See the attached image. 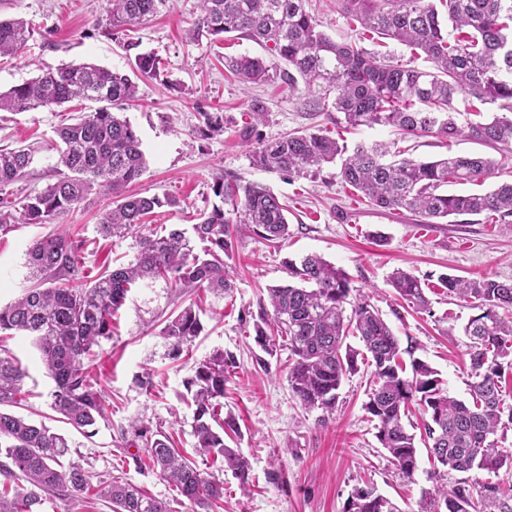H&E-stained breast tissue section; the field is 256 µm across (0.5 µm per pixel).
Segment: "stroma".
Masks as SVG:
<instances>
[{
  "mask_svg": "<svg viewBox=\"0 0 512 512\" xmlns=\"http://www.w3.org/2000/svg\"><path fill=\"white\" fill-rule=\"evenodd\" d=\"M107 0H0V18H22L34 32L16 56L0 58V91L37 75L39 68L91 62L126 74L135 70V55L153 53L160 62L159 78H138V99L124 111L137 131L148 166L133 185L141 195L169 196L176 208L156 209L154 225H189L219 199L212 191L216 177L235 176L269 186L288 206L289 234L279 244L241 229L234 254L227 258L230 292L200 289L194 298L177 295L158 279L131 289L118 311L113 334L102 340L91 366L95 390L103 396L104 417L93 436L54 420L50 407L53 382L31 339L6 338L4 345L27 371L26 396L16 414L51 422L71 446V461L82 465L92 482L119 476L162 500L176 493L158 472L136 467L122 444L130 421L138 419L172 434L176 446L198 466L192 435L193 409L185 400V380L194 363L221 348L232 356L225 409L235 415L240 436L234 446L249 461L252 485L242 491L231 471L216 470L224 483V501L216 512H343L348 495L370 482L400 512H415L423 492L435 484L426 448H419L417 470L403 479L364 409L368 400L369 367L346 379L330 419L301 406L288 386V352L263 353L254 341L253 322L268 304L269 286L287 281L284 259L317 253L343 268L351 284L369 295L400 340L412 341L416 357L434 367L450 395L469 397L470 340L463 327L471 307L440 288L438 277L465 279L491 276L512 281V223L492 224L481 216H462L447 224H424L412 213L388 214L373 209L342 184L337 166L319 176L287 179L256 168L250 146L242 138L250 122L252 100L264 104L267 116L259 131L271 141L304 128L335 135V115H310L301 91L280 78L281 63L270 62V77L244 88L226 69L224 59L258 55L248 40L215 39L197 44L187 37L199 15L198 0H167L143 24L111 36L105 31ZM69 104L34 112H0V146L23 142L37 146L26 177L13 185L14 196L44 189L55 182L57 153L52 145L58 126L71 123L80 111ZM204 112L224 115V130L201 140L196 130ZM417 159L447 153L480 154L495 160L499 170L486 187L512 179V153L461 138L446 145L433 138L401 141ZM112 198L100 191L74 210L59 215L83 243L85 271L98 275L105 264L130 263L137 252L134 237L106 238L98 231ZM50 225L17 224L0 235V306L10 303L25 286L26 251ZM407 271L428 284L432 312H414L399 300L390 284L394 270ZM202 310L204 330L189 352L173 358L161 330L168 317L189 302Z\"/></svg>",
  "mask_w": 512,
  "mask_h": 512,
  "instance_id": "obj_1",
  "label": "stroma"
}]
</instances>
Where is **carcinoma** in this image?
Listing matches in <instances>:
<instances>
[{
    "mask_svg": "<svg viewBox=\"0 0 512 512\" xmlns=\"http://www.w3.org/2000/svg\"><path fill=\"white\" fill-rule=\"evenodd\" d=\"M166 0H108L115 31L134 27L156 14ZM308 0H199L200 14L190 39L232 34L253 41L271 57L288 65L282 80L294 89L303 83L307 105L343 114L336 124L348 128L391 127L406 136L452 143L465 137L486 145H512V0H338V8L362 28L411 49L393 61L360 45V39L338 41L319 29L307 10ZM33 35L22 19H0V56L16 55ZM428 63L417 65L418 59ZM225 66L245 85L269 78L267 60L241 54ZM135 67L147 78L159 76L151 53L135 56ZM463 92L482 105H494L491 116L460 119L453 100ZM137 97V84L125 73L92 63L40 68V74L0 92V111L32 112L78 101L100 104L95 111L56 130L58 153L55 182L26 195L18 205L0 197V234L18 219L49 224L80 205L93 190L115 198L116 206L99 222L106 237L135 235L134 262L105 268L84 281L82 242L65 230L35 240L26 253L33 284L10 304L0 307V332L32 337L54 382L51 408L76 430L89 428L104 416L100 392L94 390L89 363L95 347L112 336V323L128 292L138 281L163 279L181 294L200 288L231 290L224 257L230 256L245 224L266 241L288 238V205L266 185L218 177L213 191L221 204L200 214L187 230L163 233L144 223L162 206L175 208L173 197L126 193L147 168L141 141L120 110ZM249 112L254 124L245 135L255 137L252 164L285 177L315 176L341 160L342 183L363 195L373 207L409 211L434 224L452 215H483L496 224L512 222V181L490 191L449 193L450 184H478L495 174V163L480 155H449L434 160L402 157L397 142L357 143L348 149L341 138L322 131H295L267 142L257 125L266 118L259 101ZM198 133L209 137L224 131V116L203 112ZM35 150L29 146L0 149V189L29 171ZM292 282L267 289L272 312L253 323L254 341L273 355L288 348V385L306 409L330 414L343 381L359 372V362L372 367L371 388L364 408L375 422L376 438L410 480L417 469V443L433 458L434 475L454 476L453 485L438 484L421 497L417 512H512V486L500 474L512 475V453L495 436L512 430V404L504 403L502 379L512 373V282L493 277H439L448 294L472 305L479 314L464 325L471 339L468 377L470 400L448 394L439 373L426 361L403 364L400 340L365 295L346 304L354 287L346 271L317 254L285 260ZM391 286L417 313L431 314L427 285L397 269ZM203 331L193 305L168 319L161 334L171 342L173 358L188 351ZM358 340L356 348L348 338ZM233 363L222 349L196 362L184 384L195 406L194 448L212 464H221L248 491L249 465L230 448L224 436L237 432L224 413V392ZM26 371L11 355H0V407L21 401ZM422 415L423 432H411L404 418L410 406ZM125 434L131 446L143 447L149 464L177 491L176 502L207 510L224 499V484L181 454L161 429L134 420ZM68 439L43 423L36 424L0 411V512H42L48 496L86 501L91 492L112 503V512H175L172 503L145 494L113 476L93 485L88 473L73 463ZM484 471L480 480L474 473ZM344 512H399L388 498L366 483L354 488Z\"/></svg>",
    "mask_w": 512,
    "mask_h": 512,
    "instance_id": "carcinoma-1",
    "label": "carcinoma"
}]
</instances>
